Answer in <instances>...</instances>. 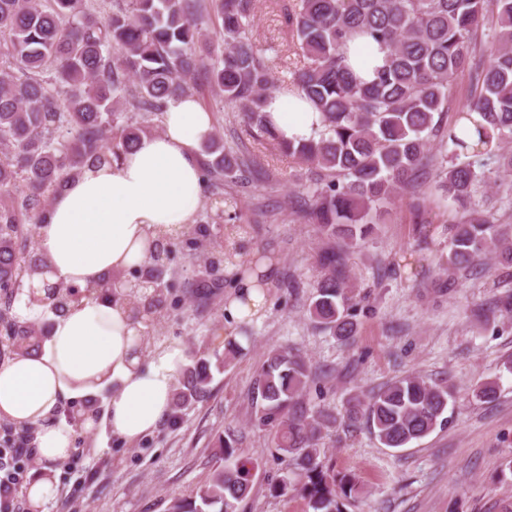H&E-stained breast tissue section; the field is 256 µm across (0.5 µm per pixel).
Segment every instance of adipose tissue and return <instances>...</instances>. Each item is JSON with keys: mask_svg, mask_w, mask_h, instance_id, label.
I'll return each mask as SVG.
<instances>
[{"mask_svg": "<svg viewBox=\"0 0 512 512\" xmlns=\"http://www.w3.org/2000/svg\"><path fill=\"white\" fill-rule=\"evenodd\" d=\"M266 111L288 141L322 128L320 113L297 91L273 94ZM163 126L120 160L82 169L55 195L37 226L49 272L34 278V288L47 281L82 286L143 264L149 237L193 223L201 198L199 149L212 131L211 116L188 95L169 105ZM143 330L122 306L85 300L55 318L37 353L0 365V413L37 431L41 466L28 488L34 503L55 494L53 466L74 450L75 430L52 423L66 401L111 387L106 421L131 442L170 414L186 356L176 342L143 350Z\"/></svg>", "mask_w": 512, "mask_h": 512, "instance_id": "1", "label": "adipose tissue"}]
</instances>
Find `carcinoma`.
Wrapping results in <instances>:
<instances>
[{
	"instance_id": "1",
	"label": "carcinoma",
	"mask_w": 512,
	"mask_h": 512,
	"mask_svg": "<svg viewBox=\"0 0 512 512\" xmlns=\"http://www.w3.org/2000/svg\"><path fill=\"white\" fill-rule=\"evenodd\" d=\"M87 0H0V354L36 353L50 338V325L16 316L12 302L26 283L46 273L47 262L31 246L29 225L44 218L54 196L86 166L119 160L146 134V123L190 92L188 80L203 77L241 110L247 132L298 164L315 170L305 210L319 231L350 250L373 235L397 195L430 163L431 143L449 150L435 168L439 198L460 213L448 225V265L460 269L492 249L512 266V232L491 214L471 209L476 183L472 158L489 155L491 174L512 175V0H280L298 61L291 80L277 84L271 62L252 41L254 0H125L98 16ZM215 21L224 50L213 54L206 26ZM355 35L389 48L387 64L363 81L352 72L347 42ZM475 69L468 103L478 113L479 140L469 144L443 123L453 76ZM294 86L320 112L318 136L297 144L277 134L265 112L278 88ZM141 111L143 124L122 106ZM202 186L219 191L224 176L240 168L213 133ZM251 225L211 247L212 260L197 287H216L211 273L237 265L236 242L253 240ZM172 235L152 240V262L132 278L119 272L80 288L62 281L27 305L61 316L83 299L123 306L130 317L153 321L167 301L159 253ZM325 272L308 304V318L349 343L356 335L358 294L336 253L321 258ZM313 373L306 360L275 350L256 380L258 425L288 458V470L268 483L273 497L299 492L308 512H345L357 497L351 475L324 464L323 431L341 421L367 424L387 448H406L445 422L451 389L420 375L398 377L378 391L346 400L343 413L308 416L289 410ZM212 380L200 357L183 368L173 408L204 400ZM30 429L0 417V451L29 441ZM224 465L189 498H174L166 512H236L253 492L259 464L237 455L234 441H221Z\"/></svg>"
}]
</instances>
